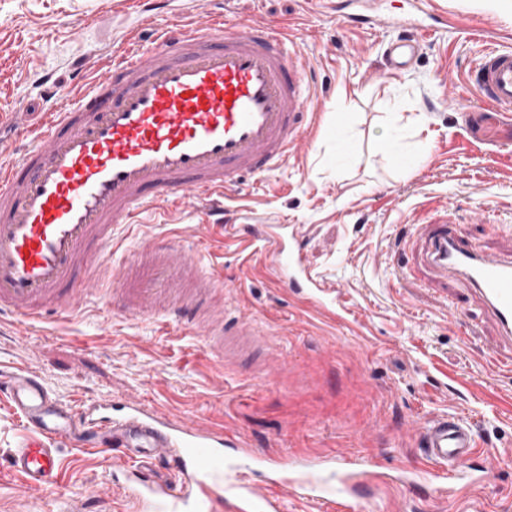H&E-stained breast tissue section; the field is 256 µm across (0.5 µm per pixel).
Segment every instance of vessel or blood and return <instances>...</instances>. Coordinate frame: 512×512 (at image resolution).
<instances>
[{
	"label": "vessel or blood",
	"instance_id": "1",
	"mask_svg": "<svg viewBox=\"0 0 512 512\" xmlns=\"http://www.w3.org/2000/svg\"><path fill=\"white\" fill-rule=\"evenodd\" d=\"M190 19L163 30L152 46L125 52L111 70L62 95L61 107L36 125L15 122L31 146L17 159L0 155V318L35 323L71 315L78 295L105 296L116 285L122 312L157 319L200 336L206 353L232 367L240 341L268 346L265 332L233 311V283L208 272L201 256L145 240L148 265L112 262L116 230L134 223L153 200L208 202L210 224L224 221V198L247 175L280 167L320 126L317 68L303 61L281 26L226 21L211 0H195ZM408 13H383L374 0H340L339 19L398 32L384 52L391 72L409 69L425 38L444 17L428 0ZM474 91L486 105L512 110V48L479 59ZM418 266L430 277L461 280L468 304L496 331L489 341L497 365L512 366V253L475 247L448 223L420 224ZM277 283L306 306L333 319L337 296L314 277L302 239L288 224L268 232ZM27 433L8 452L26 487L58 485L56 442L111 455L124 489L140 512H282L290 497L327 512H361L379 475L377 464L354 460L340 475L310 465L287 475L261 464L258 451L223 429L148 409L137 397L62 402L35 370L0 374ZM428 466L426 491L466 499L486 479L474 467L479 443L471 423L441 414L419 425Z\"/></svg>",
	"mask_w": 512,
	"mask_h": 512
}]
</instances>
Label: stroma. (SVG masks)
I'll return each mask as SVG.
<instances>
[{
    "instance_id": "35a3bbf8",
    "label": "stroma",
    "mask_w": 512,
    "mask_h": 512,
    "mask_svg": "<svg viewBox=\"0 0 512 512\" xmlns=\"http://www.w3.org/2000/svg\"><path fill=\"white\" fill-rule=\"evenodd\" d=\"M438 7L512 29V0H435ZM235 14L288 26L320 72L322 123L310 145L262 179L233 193L235 216L249 224H292L309 267L358 322L351 330L314 313L273 282L267 247L253 235L240 265L220 225H202L193 207L158 200L141 223L117 233V257L142 240L174 236L214 263L239 288L238 306L266 330L287 371L258 377L263 353L224 368L175 326L130 320L92 298L72 321L21 325L0 321V371L42 372L63 401L139 397L163 413L224 429L277 455H369L391 472L421 466L425 450L412 429L438 414L470 421L491 472L479 494L485 512H512V369L490 363L482 315L462 304L464 289L414 272L413 227L460 225L471 242L512 248V113L476 99L468 78L484 42L460 30L427 37L415 64L394 75L382 54L390 28L347 29L335 6L318 0H234ZM177 6L143 13L138 0H0V114L41 120L55 99L52 83L87 84L112 67L123 36L140 46L174 24ZM468 99L448 104L447 75ZM352 143L343 151L337 137ZM390 140L394 153L377 148ZM409 157L399 167L394 154ZM461 316H448L447 301ZM23 425L0 396V512H135L122 489L98 502L110 479L103 454L60 445L61 481L31 493L7 453ZM372 512H462L460 503L421 490L383 485Z\"/></svg>"
}]
</instances>
